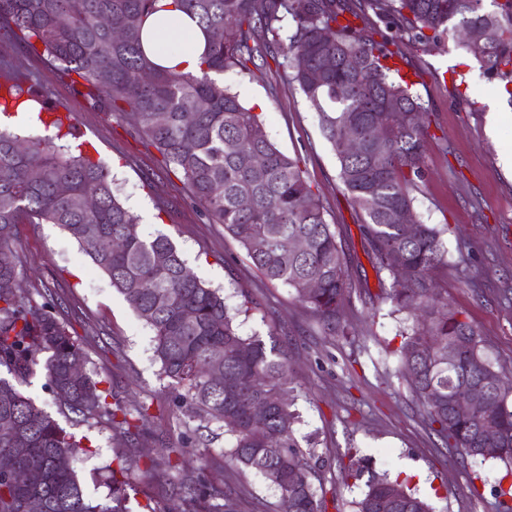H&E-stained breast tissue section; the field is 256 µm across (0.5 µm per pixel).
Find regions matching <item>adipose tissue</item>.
Returning a JSON list of instances; mask_svg holds the SVG:
<instances>
[{"mask_svg":"<svg viewBox=\"0 0 512 512\" xmlns=\"http://www.w3.org/2000/svg\"><path fill=\"white\" fill-rule=\"evenodd\" d=\"M170 0H158L159 11L145 26V45L163 65H179L181 71L194 74L199 70L205 37L186 15H173L166 6Z\"/></svg>","mask_w":512,"mask_h":512,"instance_id":"adipose-tissue-1","label":"adipose tissue"}]
</instances>
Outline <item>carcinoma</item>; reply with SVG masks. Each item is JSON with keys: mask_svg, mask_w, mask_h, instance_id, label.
<instances>
[{"mask_svg": "<svg viewBox=\"0 0 512 512\" xmlns=\"http://www.w3.org/2000/svg\"><path fill=\"white\" fill-rule=\"evenodd\" d=\"M155 3L0 0V37L47 57L91 100L129 116L262 276L292 289L325 329L345 336L351 284L336 225L327 222L300 158L255 137L260 115L224 85V72L253 75L277 50L288 81L318 112L339 179L361 215L371 263L377 275L391 278L388 287L379 280L380 296L412 320L393 351L409 389L429 427L461 455L505 464L496 492L512 500V387L486 353L479 329L438 288L439 273L448 268L444 230L417 219L415 232L405 231L414 192L427 176L433 119L400 68L411 46L492 27L493 40H461L459 46L485 76L512 84V0H171L172 10L188 14L207 37L196 74L162 67L145 52L142 30ZM103 18L119 24L124 38L114 39ZM217 29L224 39H214ZM351 56L363 59L360 69L348 67ZM2 79L14 82V104L0 103V112L43 105L22 87L24 76L1 70ZM60 126L59 120L46 124L47 134L27 139L0 129V458L11 460L0 474V512H25L32 498L43 512H131L134 484L120 461L103 469L108 498L86 494L71 465L86 451L87 436L76 430L106 428L123 439L149 417L146 403H128L102 387L101 372L86 368L82 342L60 321L46 291L22 284L12 228L25 221L57 224L81 246L153 330L160 375L177 402L202 421L224 426L232 461L279 492L281 512H325L313 453L295 436V386L283 352L241 334L237 313L219 291L184 275L168 236H140L138 217L120 201L106 167L87 152L61 151L59 134L50 133ZM347 126L362 142L357 154L343 146ZM292 237L305 240L303 252L285 247ZM310 279L319 285L313 293L306 288ZM75 363L82 366L77 375ZM39 371L52 392H67L61 413L69 427L25 391ZM465 381L482 384L485 394L473 415L460 418L450 401ZM257 404L267 408L263 422L251 417ZM483 448L500 452L489 457ZM198 461L197 475L172 486L179 512H236L223 486L207 477L224 462ZM28 472L39 480L27 481ZM349 477L365 486L354 512H434L407 483L371 473L361 459L351 464Z\"/></svg>", "mask_w": 512, "mask_h": 512, "instance_id": "carcinoma-1", "label": "carcinoma"}]
</instances>
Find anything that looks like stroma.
<instances>
[{
	"label": "stroma",
	"instance_id": "1",
	"mask_svg": "<svg viewBox=\"0 0 512 512\" xmlns=\"http://www.w3.org/2000/svg\"><path fill=\"white\" fill-rule=\"evenodd\" d=\"M407 58L408 71L420 75V93L434 119L426 152L429 176L415 193V211L425 223L448 226V275L442 283L447 298L478 327L498 369L512 378V176L500 164L501 154L512 151V120L500 123L496 134L487 132L490 114L512 106L501 83L483 76L453 41L409 50ZM0 69L20 71L33 90L65 103L83 131L81 138H68V145L85 140L96 148L121 201L139 216L141 235L169 236L188 269L219 289L228 307L249 294L254 308L239 329L288 353L298 390L296 436L324 461L326 512H352L362 489L348 479V466L359 457L371 458L376 473L408 481L436 512H501L494 486L503 463L461 460L427 426L399 376L392 351L400 345L406 316L380 298L359 216L338 178L318 114L277 61L253 76L225 72L224 83L262 113L269 139L300 157L328 223L336 227L352 284L344 306L351 329L345 336L330 335L290 288L261 277L129 119L94 104L46 57L3 38ZM13 239L25 282L49 291L59 318L79 336L92 366L108 374L113 392L150 407L136 439L90 430V451L72 461L85 490L107 497L99 475L120 449L137 479L131 512L149 501L175 512L164 478L147 473L149 455L168 443L218 458L229 452L230 435L177 408L154 357L153 331L74 239L54 224L15 225ZM218 480L238 512H280L278 491L260 475L228 466Z\"/></svg>",
	"mask_w": 512,
	"mask_h": 512
}]
</instances>
